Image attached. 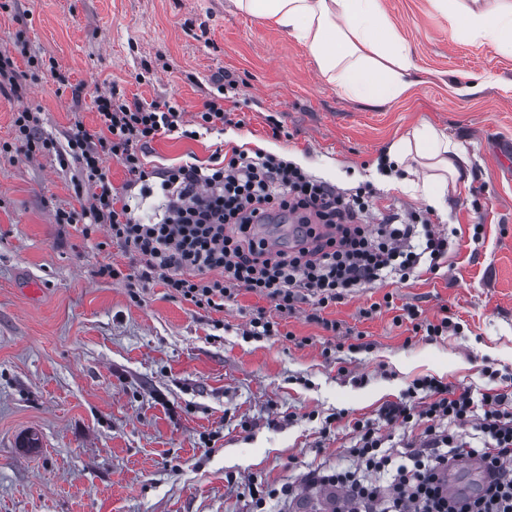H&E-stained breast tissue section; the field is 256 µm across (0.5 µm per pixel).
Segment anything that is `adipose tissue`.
I'll return each mask as SVG.
<instances>
[{
    "mask_svg": "<svg viewBox=\"0 0 512 512\" xmlns=\"http://www.w3.org/2000/svg\"><path fill=\"white\" fill-rule=\"evenodd\" d=\"M244 13L273 21L313 57L322 77L346 95L371 103H388L412 86L409 47L388 22L381 0H234ZM454 34L478 38L512 53V0H464L447 14ZM428 159L432 171L422 193L442 204L439 186L447 178L468 176L466 150L431 127L389 150L396 164L410 154Z\"/></svg>",
    "mask_w": 512,
    "mask_h": 512,
    "instance_id": "ef3b65f1",
    "label": "adipose tissue"
}]
</instances>
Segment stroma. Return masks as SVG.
Returning a JSON list of instances; mask_svg holds the SVG:
<instances>
[{
	"mask_svg": "<svg viewBox=\"0 0 512 512\" xmlns=\"http://www.w3.org/2000/svg\"><path fill=\"white\" fill-rule=\"evenodd\" d=\"M381 5L411 50L414 84L374 105L233 0H0V52L15 63L0 87V143L11 144L0 152V512H249L251 481L277 489L350 464L355 421L395 445L413 440L417 429L382 426L380 413L414 380L477 396L512 375V176L495 151L512 140V54L452 36L436 0ZM473 83L482 91L467 93ZM222 88L235 93L223 134L158 137L146 169L206 164L222 144L260 149L342 189L371 183L379 206L419 211L428 201L406 189L419 166H395L388 149L429 125L471 160L469 181L432 209L459 246L438 270L349 293L321 320L297 304L279 335L255 339L244 329L257 310L275 313L269 300L242 289L223 311L197 310L160 279L139 280L123 248L55 224L57 208L80 205L77 166L51 150L27 159L16 112L40 113L60 141L75 123L96 128L102 92L191 115ZM107 263L119 277L99 276ZM407 309L463 330L414 334Z\"/></svg>",
	"mask_w": 512,
	"mask_h": 512,
	"instance_id": "stroma-1",
	"label": "stroma"
}]
</instances>
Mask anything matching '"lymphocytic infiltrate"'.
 Segmentation results:
<instances>
[{
  "mask_svg": "<svg viewBox=\"0 0 512 512\" xmlns=\"http://www.w3.org/2000/svg\"><path fill=\"white\" fill-rule=\"evenodd\" d=\"M94 105L99 129L75 124L61 143L45 136L38 113L25 110L14 119L28 155L55 149L60 164H77L79 186L91 191L80 208L56 209L55 222L87 239L105 232L140 259V279L160 278L172 296L199 310L223 311L240 288L271 301L278 316L305 299L321 310L347 292L434 271L448 251L447 233L433 230L428 213L381 211L370 185L341 189L275 155L235 147L215 151L205 165L146 170L143 150L157 137L195 140L222 131L230 117L222 97L209 98L191 118L177 105H131L111 93ZM109 156L134 183L159 177L165 210L157 221L135 219L127 193L106 173ZM277 214L297 220L286 250L269 248L258 233ZM277 318L257 312L249 336L279 335ZM413 389L424 392L426 403L387 405L382 418L421 426L415 441L388 447L379 430L358 429L349 449L353 467L314 468L306 487L344 491L346 504L336 512H512V390L476 400L432 378ZM463 426L472 428L470 440L461 438ZM463 458L479 459L491 480L476 494L452 498L444 476Z\"/></svg>",
  "mask_w": 512,
  "mask_h": 512,
  "instance_id": "f902f5d3",
  "label": "lymphocytic infiltrate"
}]
</instances>
